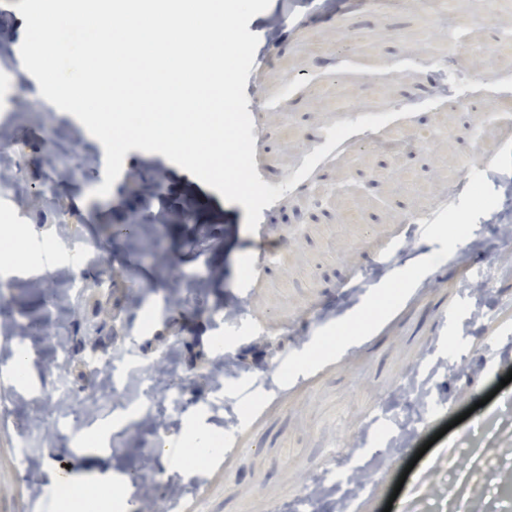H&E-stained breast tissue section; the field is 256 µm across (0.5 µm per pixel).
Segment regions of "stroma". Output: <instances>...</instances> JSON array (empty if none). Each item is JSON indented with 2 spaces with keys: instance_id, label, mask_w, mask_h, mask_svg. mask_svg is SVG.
Listing matches in <instances>:
<instances>
[{
  "instance_id": "1",
  "label": "stroma",
  "mask_w": 512,
  "mask_h": 512,
  "mask_svg": "<svg viewBox=\"0 0 512 512\" xmlns=\"http://www.w3.org/2000/svg\"><path fill=\"white\" fill-rule=\"evenodd\" d=\"M25 20L12 4L0 6V75L9 76L17 114L0 143L21 156L25 201L0 194V212L35 240L50 239L55 264L29 266L0 281L14 293L18 329L41 324L27 340L29 374L12 377L14 345L0 338V396L11 416L0 421V512H59L55 477L91 480L112 488V500H84L81 512H116V504L177 486L175 512H501L499 486L512 484V265L498 263L512 243L494 216L504 207L502 181L512 179V124L497 120L512 104V52L476 64L448 45L431 0L384 9L376 0H271L248 29L259 43L245 94L253 119L254 162L260 179L283 194L261 212V232H248L238 203L158 153L127 152L123 174L107 197L103 145L68 113L43 102L36 79L17 57ZM422 46L463 74L484 95L482 109L434 102L437 75L404 65ZM417 107L403 115L405 107ZM396 113V125L415 133L435 129L433 150L393 155L356 142L329 153L303 180L294 175L326 144L340 122ZM485 129L481 153L471 130ZM471 156L465 172L457 160ZM413 169L404 183L395 169ZM58 188L42 202L45 178ZM453 184L445 193V184ZM193 209L196 222L183 218ZM414 211L427 224L406 223ZM140 221L131 236L114 235L130 213ZM101 248L97 263L83 255ZM282 252L280 264L260 260L261 249ZM82 288L69 299L68 279ZM247 289H239V282ZM178 296L185 319L164 311ZM393 300L381 324L360 322L369 303ZM241 304L234 322L221 318L226 302ZM458 310L456 324L448 313ZM124 326L122 360L112 379L166 355L182 392L181 407L158 426L140 402L109 414V459L87 446L82 429L55 431L46 412L50 372L60 349L46 338L58 327L100 342L102 325ZM238 367L222 391L240 408L225 430L223 410L210 400L211 367ZM414 373L427 401L395 402L402 376ZM211 427L224 453L197 471L164 467V485L141 470L145 450L163 440L180 447L187 419ZM459 444L475 458L466 482L442 462ZM30 453L28 475L18 470ZM324 490L302 503L306 488Z\"/></svg>"
}]
</instances>
